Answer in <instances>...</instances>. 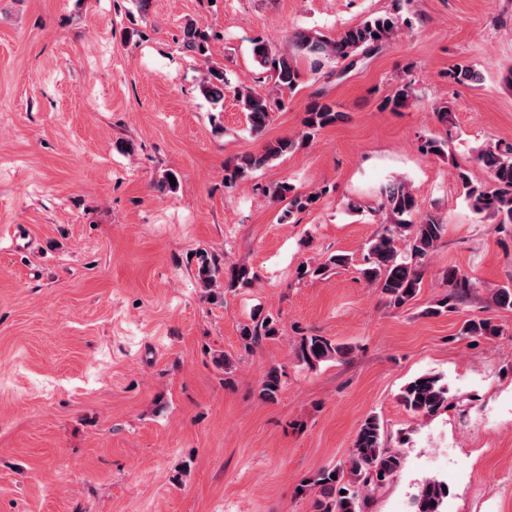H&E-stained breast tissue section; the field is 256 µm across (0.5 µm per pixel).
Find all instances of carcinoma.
Wrapping results in <instances>:
<instances>
[{
  "label": "carcinoma",
  "instance_id": "1",
  "mask_svg": "<svg viewBox=\"0 0 512 512\" xmlns=\"http://www.w3.org/2000/svg\"><path fill=\"white\" fill-rule=\"evenodd\" d=\"M403 24L404 21L396 15H383L367 19L334 36L298 32L294 44L312 59L317 69L326 60L353 63L392 42L401 33ZM208 39L206 30L193 25L183 31V46L190 51L203 50ZM253 55L258 66L270 73L276 92L258 93L250 88H237L234 95L247 113L250 131L260 135L272 114L285 106L284 94L297 87L299 73L290 56L273 51L263 41L254 43ZM449 76L459 84L477 85L482 81L481 73L468 64L456 65ZM227 88L224 68L210 67L203 86L206 96L213 103H219L224 100ZM415 99L411 85L404 83L386 100L385 107L397 111ZM343 120L344 113L338 110L335 102L322 97L314 100L303 118V129L298 136L277 138L268 142L262 152L227 163L224 183L232 185L248 179L252 172L295 150L300 141ZM420 149L426 154L445 156L448 139L426 138ZM476 162L489 173V181H477L467 170L453 164L465 201L479 221L493 224L494 229L512 226V143L497 141L484 146L479 150ZM268 196L273 201L288 202L287 215L290 217L314 204L311 196L294 193L293 187L286 182L268 189ZM378 212L383 227L368 242L365 267L360 274L367 284L381 289L390 305L402 308L416 296L427 262L446 234V224L435 213L421 211L412 189L403 181H393L382 188ZM195 258L199 288L203 297L211 302L223 301L224 292L248 287L256 279L246 263L226 265L205 250L196 252ZM349 263L348 256L336 254L316 266L302 265L304 271L298 272V277H321ZM446 283L448 293L428 307L426 315L438 316L455 310L474 287L472 278L456 269L448 270ZM491 299L499 308L512 309V287L492 289ZM499 333L500 328L488 319H471L463 326L465 336L489 337ZM239 334L244 351L251 352L277 336L279 329L273 318L256 314L251 323L240 327ZM349 353V346L317 335L301 338L296 348L298 361L309 369ZM281 389V374L272 366L263 376L259 395L266 401H273ZM400 401L413 414L428 418L448 407V387L441 383L440 377L422 374L402 388ZM403 466L401 450L383 446L380 423L376 417L369 416L360 425L348 458L339 465L320 469L299 485L296 492L299 495L314 494L315 512H367L371 493L391 482ZM444 484L445 481L438 478L425 480L413 498L412 512H444L448 497V492L442 489ZM342 490L345 491L343 495L340 494Z\"/></svg>",
  "mask_w": 512,
  "mask_h": 512
}]
</instances>
